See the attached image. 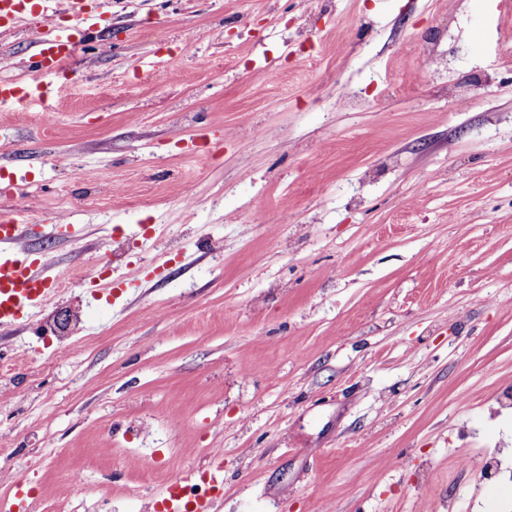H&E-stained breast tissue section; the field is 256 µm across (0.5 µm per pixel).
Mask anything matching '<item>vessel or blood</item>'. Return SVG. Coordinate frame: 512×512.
Instances as JSON below:
<instances>
[{
	"label": "vessel or blood",
	"mask_w": 512,
	"mask_h": 512,
	"mask_svg": "<svg viewBox=\"0 0 512 512\" xmlns=\"http://www.w3.org/2000/svg\"><path fill=\"white\" fill-rule=\"evenodd\" d=\"M40 0H0V35L13 31L26 17L37 14ZM63 11L72 24L59 28L49 24L34 28L27 68L38 83L0 81V106L35 101L43 81L58 76L75 57L84 40L97 29V17L87 0H63ZM46 258L34 255L23 244L19 219L0 216V327L10 328L28 318L34 308L56 295L45 270ZM224 490L221 468L193 472L174 478L158 512H210Z\"/></svg>",
	"instance_id": "1"
}]
</instances>
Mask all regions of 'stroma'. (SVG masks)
Here are the masks:
<instances>
[{
  "instance_id": "obj_1",
  "label": "stroma",
  "mask_w": 512,
  "mask_h": 512,
  "mask_svg": "<svg viewBox=\"0 0 512 512\" xmlns=\"http://www.w3.org/2000/svg\"><path fill=\"white\" fill-rule=\"evenodd\" d=\"M101 23L54 96L0 108V213L67 281L0 331V494L54 512L79 475L74 512H155L219 464L213 512H512L482 469L512 449V0ZM28 31L0 80H30ZM102 259L111 287L74 286Z\"/></svg>"
}]
</instances>
